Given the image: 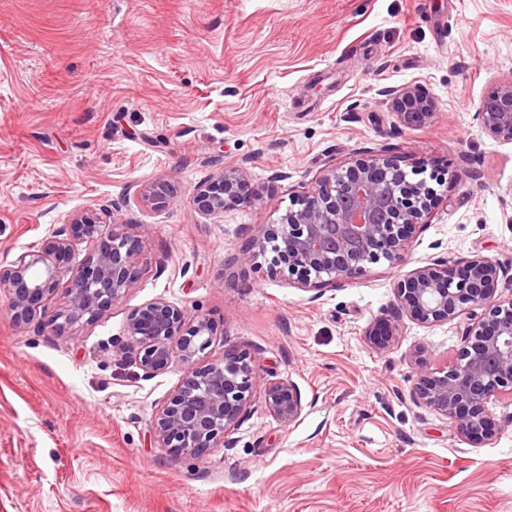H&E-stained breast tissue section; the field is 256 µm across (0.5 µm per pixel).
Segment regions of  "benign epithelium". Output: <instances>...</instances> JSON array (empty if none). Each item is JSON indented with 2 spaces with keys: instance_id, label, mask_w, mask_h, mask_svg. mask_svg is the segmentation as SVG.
<instances>
[{
  "instance_id": "benign-epithelium-1",
  "label": "benign epithelium",
  "mask_w": 512,
  "mask_h": 512,
  "mask_svg": "<svg viewBox=\"0 0 512 512\" xmlns=\"http://www.w3.org/2000/svg\"><path fill=\"white\" fill-rule=\"evenodd\" d=\"M392 109L408 127L429 124L435 103L420 87L386 91ZM477 120L491 136L512 141V77L499 81L480 102ZM239 168H223L195 187L191 203L199 214L221 218L239 207L263 204V195L247 189ZM141 203L162 210L175 201L166 178L141 184ZM438 198L422 182L407 180L398 160L383 150L367 149L342 165L318 172L312 188L293 200L269 224L250 233L234 260L255 265L274 256L269 272L311 291L343 286L362 275L368 265L386 261L402 264L411 250L410 234L427 224ZM115 202L78 211L53 233L44 249L27 251L0 264V290L8 295L7 311L20 326L42 315L41 307L59 289V263L70 262L71 240L96 243L94 252L72 269L66 287V309L47 326L61 332L82 320L91 322L120 301L140 273L137 262L142 240L117 222ZM500 268L475 255L452 268L436 260L408 272L395 285L397 306L422 324L448 322L470 309L482 313L463 326L464 345L455 361L436 371L423 370L411 390L414 402L452 420L457 435L474 444L491 441L494 428L488 403L496 393L512 396V298H496ZM399 325L366 331L378 349L388 346ZM217 329L202 313L189 318L184 310L162 299L151 301L127 317L126 336L138 349L139 365L148 376L178 361L184 369L181 385L151 422L156 441L174 453L203 458L219 446L231 447L226 435L247 411L258 376L251 354L238 347L224 349L218 360L200 363ZM268 411L282 424L295 422L303 410L301 394L291 381L266 383Z\"/></svg>"
}]
</instances>
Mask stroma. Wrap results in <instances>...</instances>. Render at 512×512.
<instances>
[{
    "label": "stroma",
    "instance_id": "35a3bbf8",
    "mask_svg": "<svg viewBox=\"0 0 512 512\" xmlns=\"http://www.w3.org/2000/svg\"><path fill=\"white\" fill-rule=\"evenodd\" d=\"M511 76L512 0H0V264L111 201L146 227L138 279L94 321L19 326L0 292V512H512V397H492L480 447L414 403L421 366L463 340L394 296L425 262L479 254L512 297V141L475 117ZM404 85L432 123H400L385 92ZM366 148L442 180L405 264L317 293L233 262L245 227ZM223 166L264 204L197 214ZM158 176L177 197L153 211L137 190ZM159 298L215 323L206 359L245 349L261 378L232 447L201 459L151 431L181 364L145 376L126 344L128 313ZM395 317L388 348L367 342ZM278 379L301 394L290 425L266 407Z\"/></svg>",
    "mask_w": 512,
    "mask_h": 512
}]
</instances>
